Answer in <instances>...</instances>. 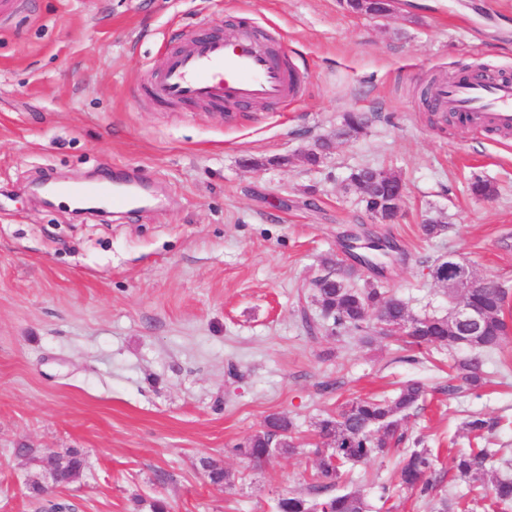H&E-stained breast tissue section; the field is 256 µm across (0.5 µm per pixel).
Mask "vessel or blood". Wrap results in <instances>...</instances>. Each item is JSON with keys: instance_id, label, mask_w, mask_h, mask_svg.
Returning <instances> with one entry per match:
<instances>
[{"instance_id": "b4317fda", "label": "vessel or blood", "mask_w": 512, "mask_h": 512, "mask_svg": "<svg viewBox=\"0 0 512 512\" xmlns=\"http://www.w3.org/2000/svg\"><path fill=\"white\" fill-rule=\"evenodd\" d=\"M141 94L171 108L203 106L216 111L266 103H287L298 97L300 80L271 53L252 29L226 38L202 30L187 45L171 49L153 70ZM440 111L463 115L477 133L512 132V82H482L471 78L440 83ZM72 200H102L108 205L136 210L143 190L117 184L111 170H103L92 185L65 190Z\"/></svg>"}]
</instances>
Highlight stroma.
Returning <instances> with one entry per match:
<instances>
[{
    "label": "stroma",
    "instance_id": "1",
    "mask_svg": "<svg viewBox=\"0 0 512 512\" xmlns=\"http://www.w3.org/2000/svg\"><path fill=\"white\" fill-rule=\"evenodd\" d=\"M268 36L298 71L299 98L249 112L176 111L137 88L199 28ZM512 78V0H432L373 18L339 0H14L0 11V512H274L309 493L308 444L326 414L357 397L428 384L409 435L439 453L426 497L397 489L398 456L356 465L349 490L372 512H439L467 493L453 457L463 422L499 418L498 475L512 476V334L479 394L455 389L440 349L402 337L331 335L313 279L350 262L343 235L376 228L402 258L382 288L415 314L447 315L429 268L448 254L507 289L512 324V136L433 125L420 88L434 75ZM366 112L364 136L343 115ZM331 148L319 166L304 156ZM371 165L406 185L400 216L374 224L346 177ZM135 173L152 202L124 219L43 204L37 181L89 184L104 168ZM495 194L472 196L474 178ZM443 216L447 233L419 226ZM287 417L301 442L252 467L229 449ZM85 466L70 484L19 449ZM220 462L213 484L202 462ZM393 490L382 501V487Z\"/></svg>",
    "mask_w": 512,
    "mask_h": 512
}]
</instances>
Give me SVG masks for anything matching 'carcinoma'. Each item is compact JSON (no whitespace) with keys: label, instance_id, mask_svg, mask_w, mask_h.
<instances>
[{"label":"carcinoma","instance_id":"obj_1","mask_svg":"<svg viewBox=\"0 0 512 512\" xmlns=\"http://www.w3.org/2000/svg\"><path fill=\"white\" fill-rule=\"evenodd\" d=\"M347 7L375 17L392 11L394 4L387 0H348ZM368 122V117L362 112L344 115V127L348 133H364ZM380 173L381 169L366 166L352 170L347 177L348 184L359 190L361 202L369 213L388 210L391 188L376 179ZM421 232L427 239L437 238L448 232V225L430 217L428 222L421 225ZM352 259L353 264L338 265L316 282L315 296L322 318L330 323L336 334L359 332L368 335L377 330L391 336L393 330L390 326L411 322L414 332L407 336V343L411 345L472 348L456 335L450 317L411 313L401 299L364 277L361 268L366 262L362 255L354 254ZM461 299L487 311L483 334L477 343L481 352L460 359L453 376L468 389L477 390L485 379V367L491 354L500 348L507 336L508 325L504 316L507 291L503 288H484L474 294L464 293ZM427 395L428 388L423 381L409 379L392 397L355 398L339 407L336 414L320 419L317 422L319 443L315 444L314 451L317 468L312 495L283 494L277 499L276 512H366L367 505L358 493L337 491L347 474L346 466L383 458L408 441L411 447L405 449L400 461L398 487L421 494L428 492L432 487L430 476L435 469L431 450L425 447L422 438L409 439L401 427L387 426L390 420H403L420 409ZM499 424L500 421L487 419L477 413L469 415L464 422L470 436L469 448L458 452L454 459L460 478L470 481L492 472L490 462L494 452L488 444ZM380 426L386 427L385 437H373L371 431ZM275 444L283 453L301 447L292 435V423L284 416L268 418L264 429L228 449V452L260 464L269 460L268 449ZM203 467L211 482L230 483L229 475L218 461L207 460ZM469 492L473 494L474 501L489 499L491 512H498L512 504V480L509 478L492 476L488 496L483 493V487L477 485L470 486Z\"/></svg>","mask_w":512,"mask_h":512}]
</instances>
